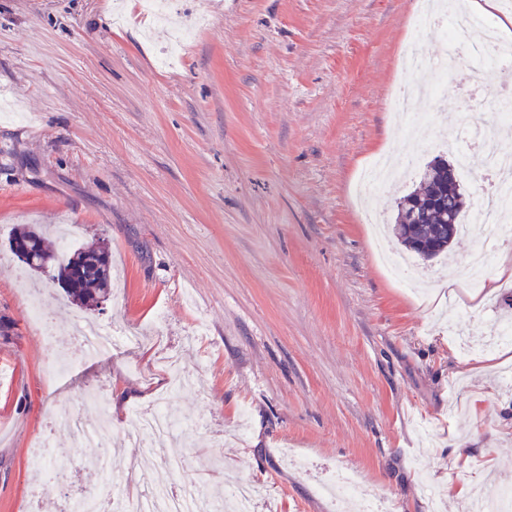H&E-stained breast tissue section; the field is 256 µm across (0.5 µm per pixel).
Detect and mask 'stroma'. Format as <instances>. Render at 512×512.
Segmentation results:
<instances>
[{
    "label": "stroma",
    "mask_w": 512,
    "mask_h": 512,
    "mask_svg": "<svg viewBox=\"0 0 512 512\" xmlns=\"http://www.w3.org/2000/svg\"><path fill=\"white\" fill-rule=\"evenodd\" d=\"M134 5L0 0V104L25 116L0 118V315L13 323L0 336V512H65L100 482V453L136 493L260 485L252 512H336L315 480L344 468L387 512H469L450 487L512 485V386L460 354L512 312V288L488 297L457 275L483 228L456 237L452 260L414 258L419 294L389 274L372 228L393 224L426 163L460 150L478 203L481 151L453 130L468 107L492 120L495 83L463 58L444 97L417 101L434 122L368 212L361 172L404 144L387 99L435 79L405 72L404 50L445 53L414 28L419 0H173L161 20ZM20 224H68L71 243L108 247L99 310L22 271L8 247ZM26 292L54 338L37 334ZM76 319L136 328L143 343L49 376V348ZM172 355L192 376L175 393ZM164 394L199 427L146 436L145 482L122 436ZM91 395L112 425L101 450L51 425ZM42 436L63 449L67 483L33 469ZM175 450L188 455L177 473L164 465Z\"/></svg>",
    "instance_id": "stroma-1"
}]
</instances>
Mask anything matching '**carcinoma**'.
I'll list each match as a JSON object with an SVG mask.
<instances>
[{"label": "carcinoma", "mask_w": 512, "mask_h": 512, "mask_svg": "<svg viewBox=\"0 0 512 512\" xmlns=\"http://www.w3.org/2000/svg\"><path fill=\"white\" fill-rule=\"evenodd\" d=\"M450 166H458L457 160L437 157L430 161L422 170L419 187L397 205L394 236L423 259L450 251L469 208L461 184L448 182ZM9 242L24 249L22 263L30 271L42 273L45 266L58 265L51 280L61 284L71 303L92 309L112 294L111 253L101 245H80L60 258L58 243L31 225L17 229Z\"/></svg>", "instance_id": "cac0c4a2"}]
</instances>
